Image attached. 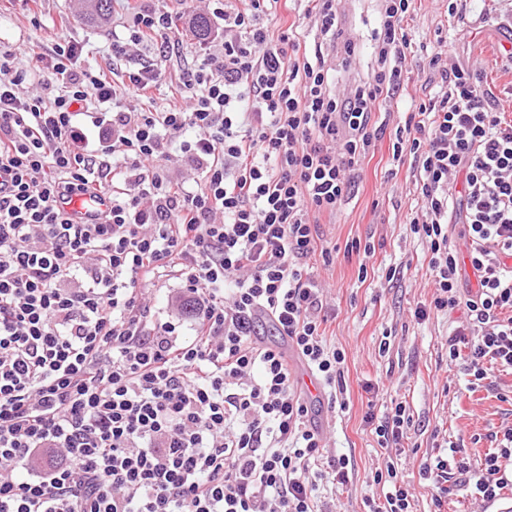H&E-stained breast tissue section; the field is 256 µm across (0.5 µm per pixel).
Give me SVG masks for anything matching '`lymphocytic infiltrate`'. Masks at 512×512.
<instances>
[{
    "label": "lymphocytic infiltrate",
    "mask_w": 512,
    "mask_h": 512,
    "mask_svg": "<svg viewBox=\"0 0 512 512\" xmlns=\"http://www.w3.org/2000/svg\"><path fill=\"white\" fill-rule=\"evenodd\" d=\"M299 2L303 21L286 26L288 0H224L223 52L185 67L178 102L160 111L131 106L158 86L153 66L106 78L63 32L43 53L0 44V512H325V487L346 486L353 465L327 455L285 353L259 334L271 324L338 403L346 355L326 339L309 262L332 263L319 218L336 214L390 127L394 162L415 163L406 222L434 279L415 319L461 312L448 359L473 381L512 370V120L437 42L421 46L437 92L402 125L377 120L410 80L412 0H382L371 69L345 82L332 61L352 67L359 48L339 0ZM172 26L140 10L107 54L148 43L179 54ZM87 112L107 114L105 128L82 125ZM175 149L197 189L170 175ZM107 178L109 214L73 223L60 200ZM168 271L184 296L161 321L150 293ZM366 408L378 445L401 447L409 405ZM496 441L477 464L453 443L422 459L435 508L455 488L483 508L512 491V426ZM370 479L384 493L368 512H413L397 462Z\"/></svg>",
    "instance_id": "f902f5d3"
}]
</instances>
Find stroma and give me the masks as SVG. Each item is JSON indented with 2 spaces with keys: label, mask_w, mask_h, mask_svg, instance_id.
Segmentation results:
<instances>
[{
  "label": "stroma",
  "mask_w": 512,
  "mask_h": 512,
  "mask_svg": "<svg viewBox=\"0 0 512 512\" xmlns=\"http://www.w3.org/2000/svg\"><path fill=\"white\" fill-rule=\"evenodd\" d=\"M170 11L179 18L175 36L182 40L180 55L158 57L153 47L142 48L128 60V67L161 66L164 77L154 92L157 107H165L177 95L179 73L204 49H218V42L199 40L185 24L193 12L190 0H114L113 18L125 15L126 4ZM448 0H414L413 12L404 22L414 42L450 32L448 60L478 68L483 81L499 101V109L512 119V71L501 65V50L512 41V30L496 25L503 13V0H473L464 25H456L447 11ZM67 29L69 36L86 49L83 65L110 71L104 49L112 40V26L95 27L79 17L75 0H0V43L35 45L50 49L54 35ZM407 67L412 78L399 96L383 103L382 111L392 122L425 99L428 60L423 53L411 54ZM392 143H378L374 154L362 165L359 182L336 215L323 225L325 239L338 248L331 264L314 261V276L328 288L323 313L328 341L346 353L344 378L346 410L330 412L327 430L330 454L353 460L351 482L326 499L338 512H366V498L379 497L380 487L369 485L371 466L385 464L388 455L379 447L365 422L367 400L383 406L407 402L414 414L413 425L399 456V469L413 489L415 512H433L431 489L420 480L421 458L437 455V437L457 442L463 456L477 463L494 452V435L512 423V371L494 369L492 387L471 386L461 363L448 360V318L434 315L419 324L412 317L417 304L430 300L434 291L424 248L405 222L414 196L411 161L391 162ZM370 244L374 256L366 278L358 276L356 258L346 257L352 241ZM398 269V280L386 282L388 268Z\"/></svg>",
  "instance_id": "stroma-1"
}]
</instances>
